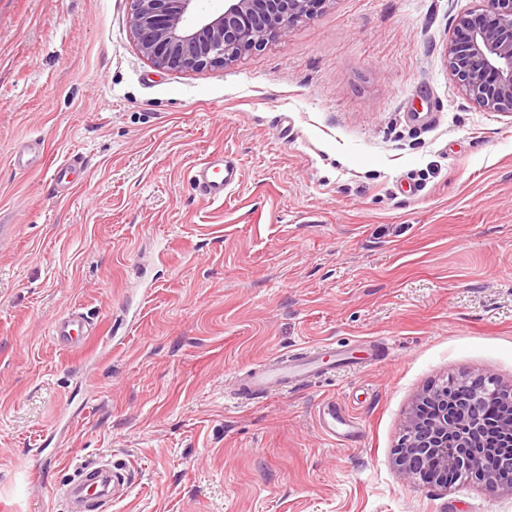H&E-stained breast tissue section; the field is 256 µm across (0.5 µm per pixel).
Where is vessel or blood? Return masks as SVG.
<instances>
[{
	"instance_id": "obj_1",
	"label": "vessel or blood",
	"mask_w": 512,
	"mask_h": 512,
	"mask_svg": "<svg viewBox=\"0 0 512 512\" xmlns=\"http://www.w3.org/2000/svg\"><path fill=\"white\" fill-rule=\"evenodd\" d=\"M240 177V167L234 158L215 153L196 167L191 180L200 198L215 202L235 189ZM94 332L93 323L77 309L55 318L51 328L54 341L65 348L78 347ZM323 356L320 350L271 355L242 371L236 382V397L256 401L322 377ZM129 488L130 475L125 466L95 458L74 466L63 486V495L70 512H108L113 502L127 496Z\"/></svg>"
}]
</instances>
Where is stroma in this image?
<instances>
[{"mask_svg": "<svg viewBox=\"0 0 512 512\" xmlns=\"http://www.w3.org/2000/svg\"><path fill=\"white\" fill-rule=\"evenodd\" d=\"M475 0H329L225 69H156L129 0H0V512H67L73 465L130 468L110 512H512L405 479L418 394L512 384V116L450 74ZM45 163L15 167L22 145ZM224 151L223 201L190 177ZM84 172L63 196L57 163ZM76 308L83 346L53 341ZM331 343L329 376L226 382ZM349 440L324 427L328 406ZM96 326L79 309H71L55 318L51 334L58 346L75 348L95 332Z\"/></svg>", "mask_w": 512, "mask_h": 512, "instance_id": "stroma-1", "label": "stroma"}]
</instances>
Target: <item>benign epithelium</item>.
<instances>
[{"mask_svg":"<svg viewBox=\"0 0 512 512\" xmlns=\"http://www.w3.org/2000/svg\"><path fill=\"white\" fill-rule=\"evenodd\" d=\"M129 32L138 52L155 68L197 72L225 68L288 34L329 0H225L215 18L196 15L199 0H129ZM459 15L447 46V66L479 108L512 116V0ZM494 398L501 411L494 428L505 448L487 466L478 413ZM395 463L413 482L448 488V476L482 481L512 492V385L491 376L458 380L422 392L407 418Z\"/></svg>","mask_w":512,"mask_h":512,"instance_id":"1","label":"benign epithelium"}]
</instances>
